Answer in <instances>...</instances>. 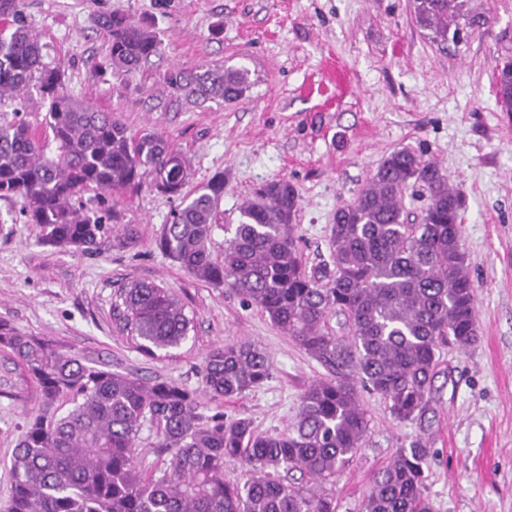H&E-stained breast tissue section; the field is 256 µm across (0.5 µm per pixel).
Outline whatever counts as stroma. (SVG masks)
I'll return each instance as SVG.
<instances>
[{
  "label": "stroma",
  "mask_w": 512,
  "mask_h": 512,
  "mask_svg": "<svg viewBox=\"0 0 512 512\" xmlns=\"http://www.w3.org/2000/svg\"><path fill=\"white\" fill-rule=\"evenodd\" d=\"M489 26L448 50L415 20L411 0H24L21 20L49 66L62 67L70 94L131 130L173 141L189 160L194 191L224 175L213 232L261 185L285 177L301 194L292 235L307 268L332 265L336 211L354 200L383 159L408 148L436 162L465 198L462 246L477 290L478 341L443 345L429 410L395 421L364 394L366 441L331 484L336 512H361L375 474L401 444L421 439L431 454L425 492L433 512H512V112L497 103L493 68L512 47V0H484ZM118 14L152 31L159 56L131 75L105 66ZM345 66L348 89L333 104L305 96L330 63ZM246 67L240 100L197 103L163 81L172 68ZM37 92L0 102V124L45 133ZM179 198L150 184L114 203L109 241L92 254L42 245L21 202L0 197V319L58 342L98 367L159 378L198 393L205 413L249 418L255 433L287 432L304 389L323 368L262 311L224 287L196 280L164 256L156 239ZM134 281L169 288L191 318L187 341L143 355L114 315ZM251 342L271 363L259 388L221 402L202 391L212 348ZM40 392L13 354L0 348V510L11 487V456Z\"/></svg>",
  "instance_id": "obj_1"
}]
</instances>
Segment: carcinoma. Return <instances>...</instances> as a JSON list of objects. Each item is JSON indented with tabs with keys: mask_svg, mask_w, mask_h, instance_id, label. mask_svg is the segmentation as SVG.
<instances>
[{
	"mask_svg": "<svg viewBox=\"0 0 512 512\" xmlns=\"http://www.w3.org/2000/svg\"><path fill=\"white\" fill-rule=\"evenodd\" d=\"M416 22L440 43L458 46L485 15L474 0H413ZM108 65L125 75L161 53L149 30L110 16ZM164 83L202 100L236 101L250 87L244 67L171 69ZM498 103L512 112V55L494 72ZM36 89L48 104L53 157L29 128L0 125V197L22 202V215L42 229L45 245L92 253L105 242L101 218L83 213L81 194L140 186L153 176L160 193L181 199L156 245L196 280L224 286L259 307L324 370L306 387L286 434L259 435L245 417L201 411L195 391L174 382L105 370L53 341L0 321V347L10 350L40 389L42 407L14 448L5 512H336L323 485L363 447L367 413L361 393L380 397L394 420L412 422L429 407L439 346L466 350L478 339L476 289L461 247L464 198L431 160L391 152L353 202L337 209L331 229L334 271H307L292 224L297 188L282 178L263 185L240 209L238 223L215 255L211 235L224 198V174L183 193L190 165L155 132H134L110 112L71 95L61 68L43 62L42 47L18 23L0 35V99ZM426 200L419 224L407 223L404 192ZM123 329L147 356L179 347L191 319L168 289L135 282L115 304ZM332 314L349 332L328 330ZM271 365L252 343L210 350L202 366L214 401L260 387ZM69 408L60 411L59 401ZM157 426L167 456L152 474L140 464L139 434ZM429 449L418 439L400 446L375 475L362 512H432L424 495ZM251 473L224 481V465ZM300 473L284 482L279 472Z\"/></svg>",
	"mask_w": 512,
	"mask_h": 512,
	"instance_id": "cac0c4a2",
	"label": "carcinoma"
}]
</instances>
